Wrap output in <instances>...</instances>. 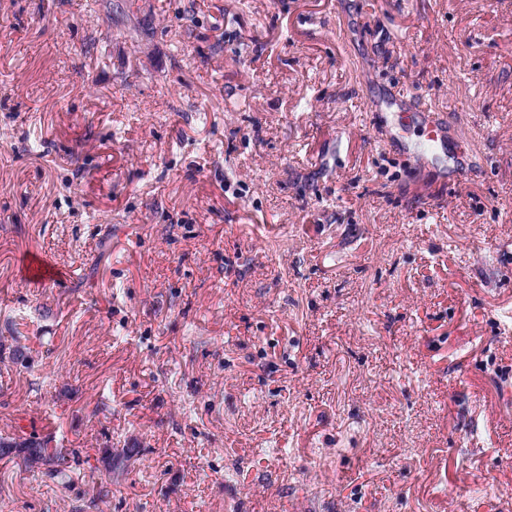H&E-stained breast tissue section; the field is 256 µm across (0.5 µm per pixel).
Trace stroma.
Returning a JSON list of instances; mask_svg holds the SVG:
<instances>
[{"instance_id": "1", "label": "stroma", "mask_w": 512, "mask_h": 512, "mask_svg": "<svg viewBox=\"0 0 512 512\" xmlns=\"http://www.w3.org/2000/svg\"><path fill=\"white\" fill-rule=\"evenodd\" d=\"M33 435L10 512H512V0H0ZM51 438H39L30 436L20 444L5 443L0 438V453L11 454L12 451L23 454L24 462L29 466L43 465L45 466L44 475L49 479L59 484H68L71 481V458L75 462V456L79 459V451L72 449L69 451L63 446L58 447L57 445L50 446L52 444ZM48 448H54L48 451Z\"/></svg>"}]
</instances>
